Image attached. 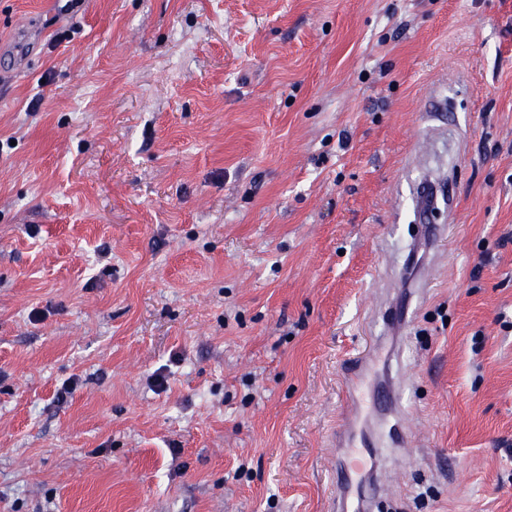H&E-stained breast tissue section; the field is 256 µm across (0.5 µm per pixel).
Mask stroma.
<instances>
[{"label": "stroma", "instance_id": "35a3bbf8", "mask_svg": "<svg viewBox=\"0 0 512 512\" xmlns=\"http://www.w3.org/2000/svg\"><path fill=\"white\" fill-rule=\"evenodd\" d=\"M440 173L372 512H512V0H0V512H326ZM412 197L415 203L416 220L422 224L423 233L416 246H420L427 254V258L420 265L413 278L416 288H412L413 292H408L409 299L423 292L431 282L430 270L433 266V255L438 254L441 242L444 239V224H428L432 212L442 203L444 207L448 206V211L453 210L454 190L452 181L444 180H424L416 184L412 189ZM372 365L371 355L368 354L357 359L351 366L346 382V400L356 409H359V392L361 381L370 373Z\"/></svg>", "mask_w": 512, "mask_h": 512}]
</instances>
